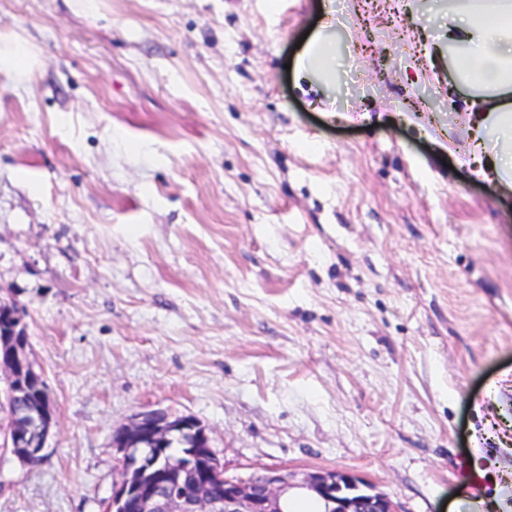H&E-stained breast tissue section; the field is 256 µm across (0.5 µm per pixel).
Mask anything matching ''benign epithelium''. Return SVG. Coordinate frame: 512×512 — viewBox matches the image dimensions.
Here are the masks:
<instances>
[{"mask_svg":"<svg viewBox=\"0 0 512 512\" xmlns=\"http://www.w3.org/2000/svg\"><path fill=\"white\" fill-rule=\"evenodd\" d=\"M0 316L8 329H0V350L10 357L0 359L5 386L0 388V405L5 407L23 396L26 389L20 371L34 369L28 345L23 342L25 325L14 304L0 306ZM55 426L53 409L40 405L29 415L28 424L4 433L0 451L30 465L42 458L48 436ZM188 438L190 450L176 459L157 452L178 438ZM117 458V480L107 501V512H120L125 498L137 496V512H285L282 497L293 486L316 494L324 503L323 512H397L387 497L349 471L310 473L297 480L285 469L269 467L246 478L230 476L215 454L212 438L197 420L172 416L161 410L139 412L112 436ZM201 472L192 488L184 485L189 472ZM213 482L224 483V496L210 493Z\"/></svg>","mask_w":512,"mask_h":512,"instance_id":"benign-epithelium-1","label":"benign epithelium"}]
</instances>
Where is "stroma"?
Listing matches in <instances>:
<instances>
[{
  "instance_id": "stroma-1",
  "label": "stroma",
  "mask_w": 512,
  "mask_h": 512,
  "mask_svg": "<svg viewBox=\"0 0 512 512\" xmlns=\"http://www.w3.org/2000/svg\"><path fill=\"white\" fill-rule=\"evenodd\" d=\"M0 0V300L57 420L0 512H104L112 433L231 475L347 469L398 512L512 505V193L470 164L448 0ZM333 23L335 75L297 44ZM31 60V52L23 44L14 43L6 48L0 47V69L12 70L20 76H26L31 67Z\"/></svg>"
}]
</instances>
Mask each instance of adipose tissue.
I'll return each instance as SVG.
<instances>
[{
  "mask_svg": "<svg viewBox=\"0 0 512 512\" xmlns=\"http://www.w3.org/2000/svg\"><path fill=\"white\" fill-rule=\"evenodd\" d=\"M448 27L458 34L456 81L480 106L473 138L486 161L478 172L512 190V0H448Z\"/></svg>",
  "mask_w": 512,
  "mask_h": 512,
  "instance_id": "1",
  "label": "adipose tissue"
}]
</instances>
